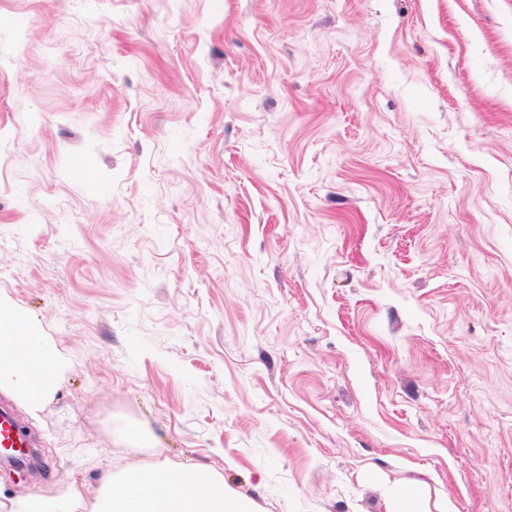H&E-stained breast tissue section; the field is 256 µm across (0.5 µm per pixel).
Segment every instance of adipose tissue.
<instances>
[{"label": "adipose tissue", "mask_w": 512, "mask_h": 512, "mask_svg": "<svg viewBox=\"0 0 512 512\" xmlns=\"http://www.w3.org/2000/svg\"><path fill=\"white\" fill-rule=\"evenodd\" d=\"M54 351L22 316L0 313V391L40 406L56 367ZM93 512H255L252 501L226 491L198 469L157 464L125 471L99 496Z\"/></svg>", "instance_id": "adipose-tissue-1"}]
</instances>
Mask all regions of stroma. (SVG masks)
<instances>
[{"label": "stroma", "mask_w": 512, "mask_h": 512, "mask_svg": "<svg viewBox=\"0 0 512 512\" xmlns=\"http://www.w3.org/2000/svg\"><path fill=\"white\" fill-rule=\"evenodd\" d=\"M0 17V311L60 361L38 411L0 392L39 442L0 512L150 463L259 512H512V0Z\"/></svg>", "instance_id": "obj_1"}]
</instances>
